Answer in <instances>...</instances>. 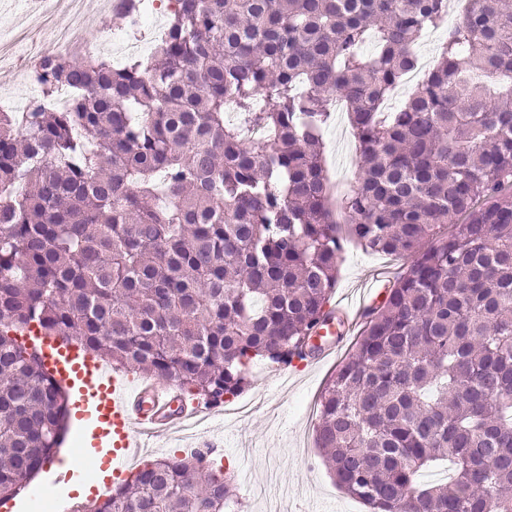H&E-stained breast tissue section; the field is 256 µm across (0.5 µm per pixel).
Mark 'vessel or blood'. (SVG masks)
<instances>
[{
    "label": "vessel or blood",
    "mask_w": 512,
    "mask_h": 512,
    "mask_svg": "<svg viewBox=\"0 0 512 512\" xmlns=\"http://www.w3.org/2000/svg\"><path fill=\"white\" fill-rule=\"evenodd\" d=\"M373 293V287H366L356 304L338 308L345 331H352L362 320L374 301ZM36 343L47 368L72 391V409L84 433V448L98 456L104 484L122 476L132 451L141 445L140 434L173 431L202 411L174 383L134 385L76 347H63L43 337Z\"/></svg>",
    "instance_id": "vessel-or-blood-1"
}]
</instances>
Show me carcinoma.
<instances>
[{"label": "carcinoma", "instance_id": "1", "mask_svg": "<svg viewBox=\"0 0 512 512\" xmlns=\"http://www.w3.org/2000/svg\"><path fill=\"white\" fill-rule=\"evenodd\" d=\"M447 22L448 0H173L147 65L41 59L38 94L0 111V501L69 415L16 334L218 406L251 363L310 353L354 242L408 266L319 397L337 486L369 512H512V10L475 0L382 111ZM336 97L359 159L334 200ZM211 456L150 460L93 512H226ZM444 459L452 481L418 482ZM456 21L457 19L448 18V26L439 29H434L431 36L423 37L422 40L418 43L419 46L417 50L421 49L430 58V64L428 66V69L432 67L436 60L438 59L442 43L444 42L447 36V30L449 27L453 26L456 23Z\"/></svg>", "mask_w": 512, "mask_h": 512}]
</instances>
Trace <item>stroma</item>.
<instances>
[{
    "instance_id": "1",
    "label": "stroma",
    "mask_w": 512,
    "mask_h": 512,
    "mask_svg": "<svg viewBox=\"0 0 512 512\" xmlns=\"http://www.w3.org/2000/svg\"><path fill=\"white\" fill-rule=\"evenodd\" d=\"M324 140L325 169L339 194H346L354 184L357 160L347 113H334ZM405 265V260L372 255L359 245H350L339 267L334 303H348L371 274L392 278ZM355 341V336H348L328 361L304 370L254 363L252 385L238 399L239 404L250 406L248 416L212 417L207 430L195 436L173 431L145 438L142 460L171 457L205 443L223 464L232 467L244 487L236 512H266L274 499L283 500L288 512H367L337 487L313 436L318 397Z\"/></svg>"
}]
</instances>
